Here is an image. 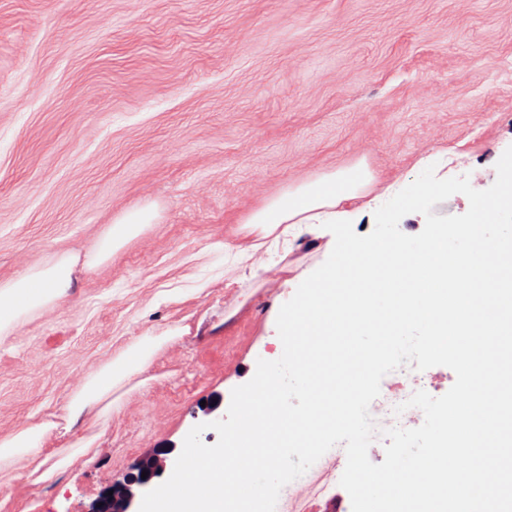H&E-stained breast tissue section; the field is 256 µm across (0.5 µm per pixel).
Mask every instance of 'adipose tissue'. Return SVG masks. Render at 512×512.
I'll list each match as a JSON object with an SVG mask.
<instances>
[{"label": "adipose tissue", "mask_w": 512, "mask_h": 512, "mask_svg": "<svg viewBox=\"0 0 512 512\" xmlns=\"http://www.w3.org/2000/svg\"><path fill=\"white\" fill-rule=\"evenodd\" d=\"M373 176L365 162H357L340 171L289 188L249 218L263 235L288 224H332L345 219L348 206L354 205L372 184ZM157 217L154 207L131 209L120 217L99 237L89 256L87 267H95L111 259L128 241L138 236ZM76 258L64 254L45 264L30 268L19 277L0 281V335L8 336L22 327L28 317L54 306L73 283ZM166 337L139 338L114 361L87 378L64 408L63 416L74 421L85 409L100 405L102 421H109L112 408L107 400L112 389L128 375L145 371L155 352L166 344ZM58 427L54 418L19 430L12 438L0 441V464L16 456L28 457L32 468L27 479L34 484L53 482L63 468L64 459H53L45 444Z\"/></svg>", "instance_id": "adipose-tissue-1"}]
</instances>
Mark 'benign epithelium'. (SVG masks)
I'll return each mask as SVG.
<instances>
[{"mask_svg":"<svg viewBox=\"0 0 512 512\" xmlns=\"http://www.w3.org/2000/svg\"><path fill=\"white\" fill-rule=\"evenodd\" d=\"M224 406V394L213 393L206 404L196 405L192 417L202 423L216 420L215 412ZM181 449L172 443L161 448H148L124 471L113 477L91 500L84 512H139L143 495L168 478ZM148 472L141 478L142 472Z\"/></svg>","mask_w":512,"mask_h":512,"instance_id":"1","label":"benign epithelium"}]
</instances>
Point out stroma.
<instances>
[{
    "mask_svg": "<svg viewBox=\"0 0 512 512\" xmlns=\"http://www.w3.org/2000/svg\"><path fill=\"white\" fill-rule=\"evenodd\" d=\"M511 146L512 0H0V281L80 258L68 294L0 340V440L138 337L169 339L113 389L109 425L94 407L60 423L54 483L0 466V512H82L281 353L275 309L334 237L292 224L254 248L267 200L361 160L396 187L429 155L485 190ZM144 205L156 222L87 269ZM156 217L157 211L152 206L134 208L122 214L99 237L86 266L92 268L107 262L112 254L138 236ZM202 400H206L205 407L200 405ZM197 402L195 408L192 411V417L198 419L201 423L213 422L217 416L215 412L226 404V397L224 398L223 393H213L210 396Z\"/></svg>",
    "mask_w": 512,
    "mask_h": 512,
    "instance_id": "obj_1",
    "label": "stroma"
}]
</instances>
